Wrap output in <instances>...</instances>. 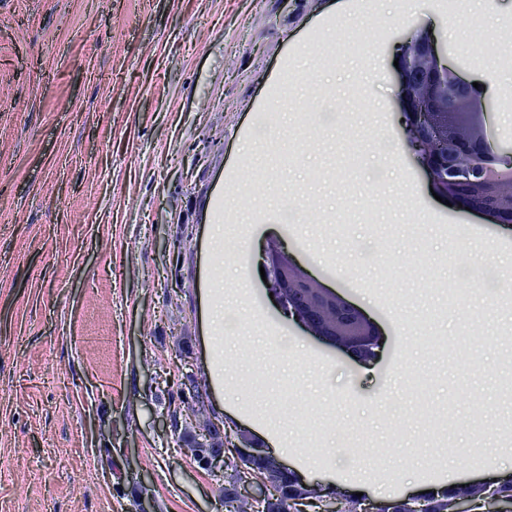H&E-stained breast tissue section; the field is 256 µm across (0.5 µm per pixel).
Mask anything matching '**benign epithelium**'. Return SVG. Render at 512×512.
Segmentation results:
<instances>
[{"mask_svg": "<svg viewBox=\"0 0 512 512\" xmlns=\"http://www.w3.org/2000/svg\"><path fill=\"white\" fill-rule=\"evenodd\" d=\"M398 75L402 86L400 118L409 133L410 147L441 196L474 206L496 224H512V164L491 150L482 126L473 117L488 111L483 88L463 79L448 67L424 29L400 45ZM271 276V293L288 321L305 327L313 336L336 342L360 361L376 357L375 323L348 300L324 287L297 265L279 245L264 252ZM323 512H343L344 497L328 499L317 490ZM362 512H375V500H351ZM448 512H512V497L487 494L477 498L458 494Z\"/></svg>", "mask_w": 512, "mask_h": 512, "instance_id": "obj_1", "label": "benign epithelium"}]
</instances>
